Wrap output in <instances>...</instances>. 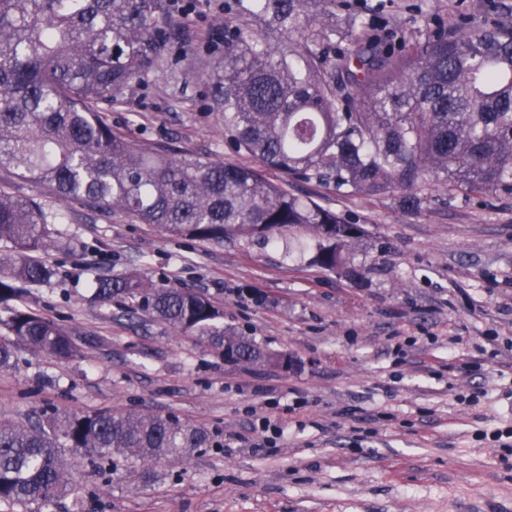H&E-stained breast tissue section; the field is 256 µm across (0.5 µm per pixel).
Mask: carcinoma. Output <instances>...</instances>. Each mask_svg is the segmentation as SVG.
Returning a JSON list of instances; mask_svg holds the SVG:
<instances>
[{
    "instance_id": "1",
    "label": "carcinoma",
    "mask_w": 512,
    "mask_h": 512,
    "mask_svg": "<svg viewBox=\"0 0 512 512\" xmlns=\"http://www.w3.org/2000/svg\"><path fill=\"white\" fill-rule=\"evenodd\" d=\"M170 0H0V168L59 200L119 209L141 224L201 240L305 230L320 264L347 268L362 228L290 191L314 183L342 196L398 193L422 208L421 185L512 191V17L470 26L396 27L336 0H224V52L204 75L224 140L254 165L214 161L112 128L108 108L156 71L183 39ZM266 170L280 174L267 178ZM41 207L0 188V302L51 280ZM96 299L138 310L253 363L265 351L224 330L203 292L154 288L134 274L97 281ZM0 370L20 346L62 360L101 342L26 307L0 318ZM207 433L173 416L100 409L44 420L0 419V502L40 512L74 492L64 451L111 460L181 457Z\"/></svg>"
}]
</instances>
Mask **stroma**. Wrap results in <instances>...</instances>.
<instances>
[{"label":"stroma","mask_w":512,"mask_h":512,"mask_svg":"<svg viewBox=\"0 0 512 512\" xmlns=\"http://www.w3.org/2000/svg\"><path fill=\"white\" fill-rule=\"evenodd\" d=\"M385 18L493 21L512 0H367ZM191 41H170L160 69L106 114L150 144L249 164L224 143L200 76L224 48V0H192ZM0 186L53 214L50 282L23 306L102 346L61 361L19 350L0 371V417L99 408L172 415L210 441L182 459L123 457L94 466L66 451L75 496L41 512H512V447L485 436L512 428V193L465 195L424 184L419 212L397 197L298 194L360 224L344 250L359 278L325 269L305 232L224 241L172 235L117 210L59 202L0 169ZM135 273L190 288L224 325L272 359L225 361L210 346L130 302L104 304L96 279ZM293 359L292 368L274 356ZM267 418L280 436L255 448Z\"/></svg>","instance_id":"stroma-1"}]
</instances>
